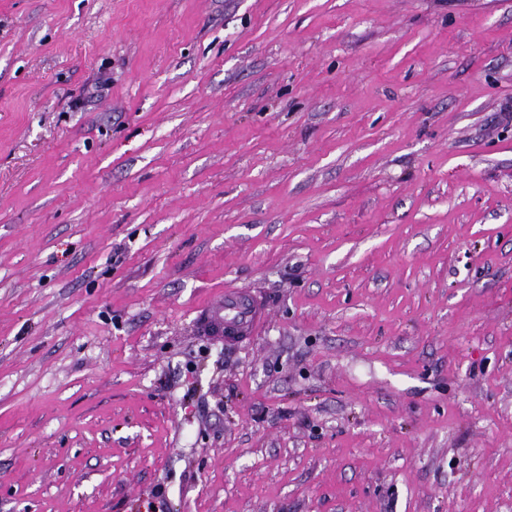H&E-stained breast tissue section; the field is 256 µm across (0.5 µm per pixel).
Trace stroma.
<instances>
[{
    "mask_svg": "<svg viewBox=\"0 0 512 512\" xmlns=\"http://www.w3.org/2000/svg\"><path fill=\"white\" fill-rule=\"evenodd\" d=\"M509 106L512 0H0V512H512ZM207 311V317L201 323L202 333L207 336H211L213 323L234 325L247 334L256 331L263 321L262 309L257 300L234 288L225 290L224 299Z\"/></svg>",
    "mask_w": 512,
    "mask_h": 512,
    "instance_id": "35a3bbf8",
    "label": "stroma"
}]
</instances>
